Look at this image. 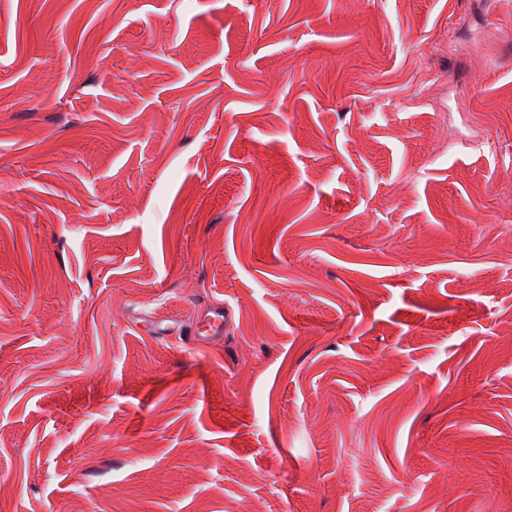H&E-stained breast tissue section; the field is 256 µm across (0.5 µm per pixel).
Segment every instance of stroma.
I'll return each mask as SVG.
<instances>
[{
    "instance_id": "stroma-1",
    "label": "stroma",
    "mask_w": 512,
    "mask_h": 512,
    "mask_svg": "<svg viewBox=\"0 0 512 512\" xmlns=\"http://www.w3.org/2000/svg\"><path fill=\"white\" fill-rule=\"evenodd\" d=\"M0 512H512V0H0ZM224 331V308L217 306L212 309L211 313L204 317L197 325L196 332L204 333L208 337H216L222 335Z\"/></svg>"
}]
</instances>
